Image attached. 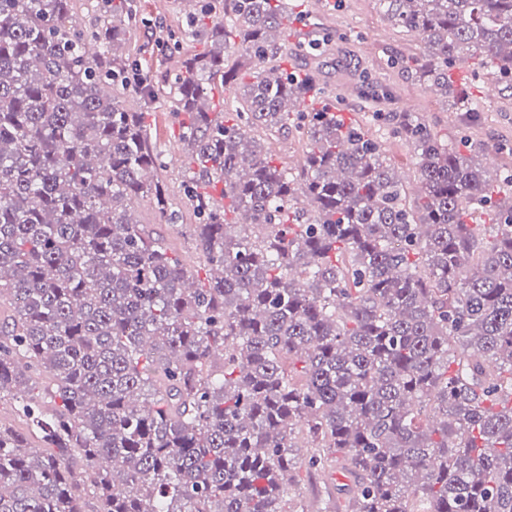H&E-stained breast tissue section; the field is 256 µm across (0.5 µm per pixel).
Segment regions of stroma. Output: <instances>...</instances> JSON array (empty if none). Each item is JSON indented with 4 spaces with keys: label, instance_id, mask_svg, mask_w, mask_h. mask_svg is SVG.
<instances>
[{
    "label": "stroma",
    "instance_id": "35a3bbf8",
    "mask_svg": "<svg viewBox=\"0 0 512 512\" xmlns=\"http://www.w3.org/2000/svg\"><path fill=\"white\" fill-rule=\"evenodd\" d=\"M133 3L127 48L134 68L149 73L155 101L146 109L131 94L124 105L142 113L149 139L164 154L166 166L156 177L182 218L176 226L163 227L162 233L194 281L200 282L205 278V258L193 233L198 218L186 199L187 154L180 140L186 116L170 105L167 76L180 61L204 52L207 45L183 35L189 11L186 0ZM288 3L294 22L284 69L297 74L316 68L319 96L346 119L369 132H380L386 155L405 187L407 203H415L419 187L415 154L393 130L384 128L383 113L418 117L444 143L467 142L491 172L512 166V89L500 86L494 69L473 63L457 65L448 71L447 93H437L399 64L403 58H423V38L394 27L377 0H325L320 9L313 8L312 0ZM308 35L324 41L317 57L301 50V39ZM464 95L478 100L480 111L451 108V98ZM260 141L277 165L294 171L303 166L306 144L297 132L264 134Z\"/></svg>",
    "mask_w": 512,
    "mask_h": 512
}]
</instances>
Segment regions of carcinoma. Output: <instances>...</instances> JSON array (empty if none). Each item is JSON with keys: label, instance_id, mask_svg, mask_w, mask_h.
I'll use <instances>...</instances> for the list:
<instances>
[{"label": "carcinoma", "instance_id": "cac0c4a2", "mask_svg": "<svg viewBox=\"0 0 512 512\" xmlns=\"http://www.w3.org/2000/svg\"><path fill=\"white\" fill-rule=\"evenodd\" d=\"M124 2L83 31L74 0H0V393L53 449L0 426V512H83L86 478L99 512H296L300 434L308 468L348 479V512H512V206L492 204L509 172L390 116L417 160L406 205L377 139L288 109L318 79L281 68L285 0H224L209 25L188 16L208 49L169 84L209 266L191 288L132 218L144 197L160 225L179 212L124 106L151 97ZM378 2L424 36L420 76L446 90L474 59L512 83V0ZM230 82L220 120L209 92ZM259 128L305 136L304 168L276 166ZM35 374L59 406L31 394ZM157 378L163 397L136 405Z\"/></svg>", "mask_w": 512, "mask_h": 512}]
</instances>
